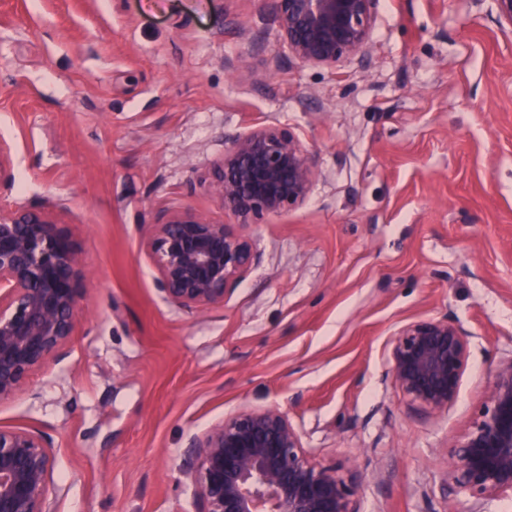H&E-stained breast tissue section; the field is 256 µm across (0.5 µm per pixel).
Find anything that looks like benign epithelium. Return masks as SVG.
Here are the masks:
<instances>
[{
	"instance_id": "7a95c632",
	"label": "benign epithelium",
	"mask_w": 512,
	"mask_h": 512,
	"mask_svg": "<svg viewBox=\"0 0 512 512\" xmlns=\"http://www.w3.org/2000/svg\"><path fill=\"white\" fill-rule=\"evenodd\" d=\"M280 48L296 62L337 73L365 59L380 0H268ZM502 33L512 34V0H490ZM317 174L314 155L289 130L259 124L225 141L211 187L224 224L190 210L159 215L142 244L165 298L184 309L224 303L255 261L236 225L301 206ZM75 244L49 216L0 209V402L31 374L64 356L81 310ZM470 334L446 317L415 319L392 334L389 374L409 404L448 410L467 365ZM445 497L476 503L512 496V358L500 362L478 416L450 451ZM52 449L42 434L0 427V512H53ZM198 512H360V485L342 462L307 451L278 406L244 408L191 438L181 465Z\"/></svg>"
}]
</instances>
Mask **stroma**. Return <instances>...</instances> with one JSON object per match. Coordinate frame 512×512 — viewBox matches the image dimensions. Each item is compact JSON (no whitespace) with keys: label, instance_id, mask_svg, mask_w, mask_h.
Returning a JSON list of instances; mask_svg holds the SVG:
<instances>
[{"label":"stroma","instance_id":"35a3bbf8","mask_svg":"<svg viewBox=\"0 0 512 512\" xmlns=\"http://www.w3.org/2000/svg\"><path fill=\"white\" fill-rule=\"evenodd\" d=\"M289 129L305 203L242 227L255 262L223 304L168 302L141 249L163 211L233 223L210 185L225 137ZM0 208L62 224L83 310L61 361L0 403L55 450V512H197L191 436L275 404L362 512H512L448 500L450 449L512 358V42L488 0H380L340 74L278 50L260 0H0ZM470 334L456 403L413 410L401 324Z\"/></svg>","mask_w":512,"mask_h":512}]
</instances>
